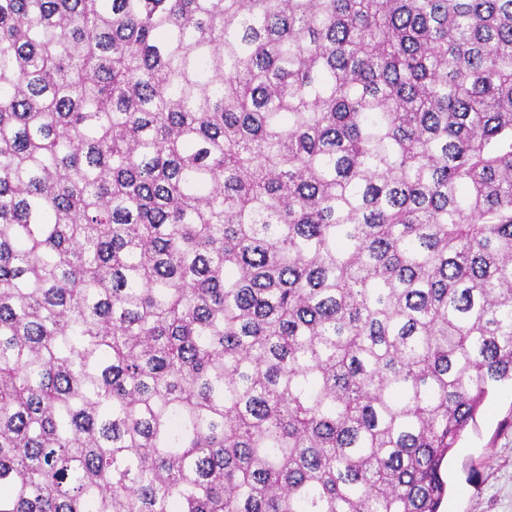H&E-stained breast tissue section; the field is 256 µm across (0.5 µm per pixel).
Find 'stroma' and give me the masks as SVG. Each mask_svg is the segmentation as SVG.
<instances>
[{
	"label": "stroma",
	"instance_id": "stroma-1",
	"mask_svg": "<svg viewBox=\"0 0 512 512\" xmlns=\"http://www.w3.org/2000/svg\"><path fill=\"white\" fill-rule=\"evenodd\" d=\"M512 389L489 396L448 459L450 489L440 512H512Z\"/></svg>",
	"mask_w": 512,
	"mask_h": 512
}]
</instances>
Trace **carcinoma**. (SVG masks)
Instances as JSON below:
<instances>
[{
    "label": "carcinoma",
    "mask_w": 512,
    "mask_h": 512,
    "mask_svg": "<svg viewBox=\"0 0 512 512\" xmlns=\"http://www.w3.org/2000/svg\"><path fill=\"white\" fill-rule=\"evenodd\" d=\"M512 384V0H0V512H439Z\"/></svg>",
    "instance_id": "carcinoma-1"
}]
</instances>
